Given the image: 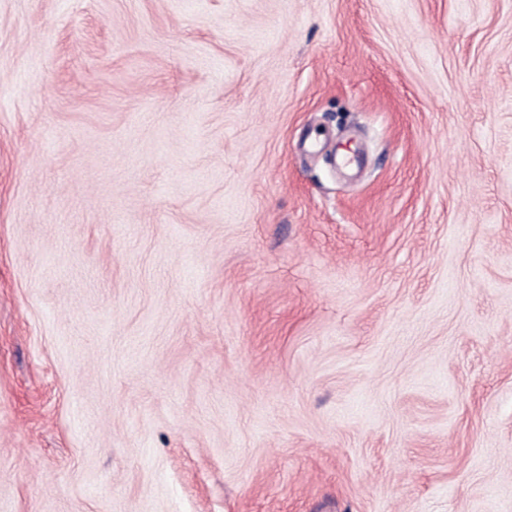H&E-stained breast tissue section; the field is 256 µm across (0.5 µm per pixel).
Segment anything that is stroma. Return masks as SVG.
<instances>
[{
  "label": "stroma",
  "instance_id": "1",
  "mask_svg": "<svg viewBox=\"0 0 512 512\" xmlns=\"http://www.w3.org/2000/svg\"><path fill=\"white\" fill-rule=\"evenodd\" d=\"M0 512H512V0H0Z\"/></svg>",
  "mask_w": 512,
  "mask_h": 512
}]
</instances>
